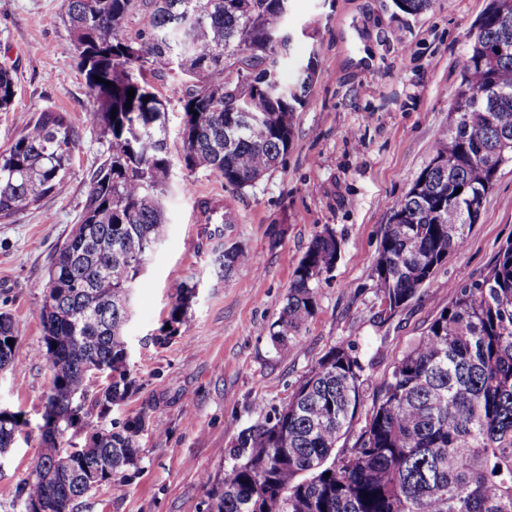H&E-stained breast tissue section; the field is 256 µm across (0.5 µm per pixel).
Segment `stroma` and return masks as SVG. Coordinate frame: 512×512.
I'll return each instance as SVG.
<instances>
[{"instance_id":"35a3bbf8","label":"stroma","mask_w":512,"mask_h":512,"mask_svg":"<svg viewBox=\"0 0 512 512\" xmlns=\"http://www.w3.org/2000/svg\"><path fill=\"white\" fill-rule=\"evenodd\" d=\"M490 0H434L421 13L394 0H292L288 26L312 25L314 38L294 42V59L316 53L318 74L297 112L292 146L256 186L237 190L182 165L183 104L189 80L173 72L146 79L164 103L172 173L163 185L165 234L132 284L125 332L138 390L114 420L146 415L138 469L113 478L81 512H204L205 477L233 462L243 430L287 403L330 347L360 354L362 403L341 441L352 447L370 418L376 386L450 299L449 287L486 273L512 240V163L501 166L465 247L449 253L416 297L379 320L375 273L382 228L394 203L436 155L449 126L466 59ZM63 0H0V66L13 68L14 105L0 112V151L45 109L69 113L81 138L68 185L15 220H0V311L12 318L18 345L13 367L0 372V408L26 425L0 459V512H12L17 487L32 470L51 373L36 358L42 342V296L52 255L80 222L88 175L107 144L89 121L91 100ZM190 191H182V182ZM220 195L235 221L223 236L194 223L198 201ZM332 230L340 257L319 291L300 336L274 347L277 320L293 273L315 235ZM237 246L249 259L220 278L211 250ZM197 290L177 337L154 344L179 289Z\"/></svg>"}]
</instances>
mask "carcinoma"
Masks as SVG:
<instances>
[{
    "instance_id": "obj_1",
    "label": "carcinoma",
    "mask_w": 512,
    "mask_h": 512,
    "mask_svg": "<svg viewBox=\"0 0 512 512\" xmlns=\"http://www.w3.org/2000/svg\"><path fill=\"white\" fill-rule=\"evenodd\" d=\"M290 0H63L62 20L92 100L108 155L89 176L81 222L56 249L43 295V345L51 371L33 476L15 492L14 512H78L97 484L138 468L145 418L110 419L136 390L128 369L126 297L164 235L161 186L171 161L164 104L143 71L197 80L183 104V162L236 189L253 187L293 143L295 113L317 71L315 52L282 79L295 33ZM433 0H395L406 14ZM146 11L135 35L125 19ZM112 82L107 86L95 81ZM135 90L133 99L127 91ZM16 84L0 68V110ZM450 129L435 160L392 207L375 271L390 318L418 294L480 218L501 159L512 162V0H491L471 41ZM80 134L69 113L45 110L0 153V219L64 193ZM460 193H455L456 189ZM340 255L327 230L314 237L270 335L280 347L299 336L323 276ZM247 254L215 258L230 277ZM195 288H183L156 342L179 331ZM13 344H7V340ZM18 336L0 312V371L15 363ZM363 365L334 346L297 386L238 438L234 463L206 479L205 512H512V241L487 272L452 286L451 299L378 383L380 395L351 448L336 455L361 404ZM97 421H90L91 416ZM26 421L0 411V448ZM89 427L84 445L64 444Z\"/></svg>"
}]
</instances>
